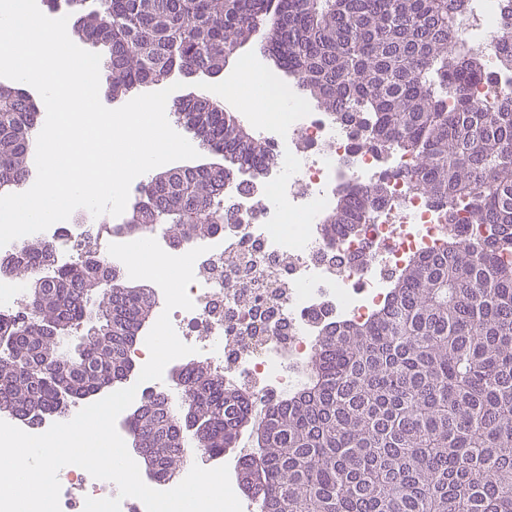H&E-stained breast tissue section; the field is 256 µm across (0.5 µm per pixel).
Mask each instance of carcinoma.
<instances>
[{"mask_svg":"<svg viewBox=\"0 0 512 512\" xmlns=\"http://www.w3.org/2000/svg\"><path fill=\"white\" fill-rule=\"evenodd\" d=\"M64 0L73 33L107 49L112 97L159 85L179 71L214 74L267 27L264 53L380 151L413 153L416 190L448 212V249L410 260L386 306L358 323L326 324L303 386L269 403L255 450L239 466L255 477L261 512H512V92L495 112L472 86L491 81L482 54L453 46L463 0ZM512 72V34L494 45ZM40 110L24 88L0 84V185L29 176ZM176 119L199 146L221 152L220 171L176 168L141 191L179 241L224 229L221 187L257 179L275 155L220 104L197 95ZM378 185L350 187L328 212L330 248L382 203ZM34 239L11 276L28 281L51 255ZM91 255L0 314V402L38 425L68 399L124 380L156 299L124 269L87 270ZM74 350L65 338L81 326ZM178 385L200 421L202 449L238 443L256 398L224 385L201 362L180 365ZM179 419L160 394L125 422L158 480L183 463Z\"/></svg>","mask_w":512,"mask_h":512,"instance_id":"obj_1","label":"carcinoma"}]
</instances>
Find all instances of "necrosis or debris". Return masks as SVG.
Listing matches in <instances>:
<instances>
[{
    "mask_svg": "<svg viewBox=\"0 0 512 512\" xmlns=\"http://www.w3.org/2000/svg\"><path fill=\"white\" fill-rule=\"evenodd\" d=\"M508 29L503 0H467L455 18L454 43L486 51L494 34ZM287 119L248 112L243 116L278 163L249 189L229 183L224 202L235 223L203 238L207 250L194 264L188 288L193 309H174L171 323L180 340L196 347L227 385L275 401L305 381L319 327L361 322L389 299L395 274L410 259L444 247L445 212L410 181L413 154L381 152L360 144L352 127L327 113L289 99ZM385 182L388 203L336 243L328 258L319 226L337 194L351 184ZM86 209L39 232L56 243L60 264L80 261L83 242L109 259L108 244ZM61 512H84L86 498L117 496L115 483L93 478L75 465L63 467Z\"/></svg>",
    "mask_w": 512,
    "mask_h": 512,
    "instance_id": "4bbe7bcc",
    "label": "necrosis or debris"
}]
</instances>
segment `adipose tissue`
<instances>
[{
    "label": "adipose tissue",
    "instance_id": "obj_1",
    "mask_svg": "<svg viewBox=\"0 0 512 512\" xmlns=\"http://www.w3.org/2000/svg\"><path fill=\"white\" fill-rule=\"evenodd\" d=\"M267 71L261 58H242L227 74L223 83L205 86L207 96L224 101L242 112H282V105L272 103L266 93Z\"/></svg>",
    "mask_w": 512,
    "mask_h": 512
}]
</instances>
